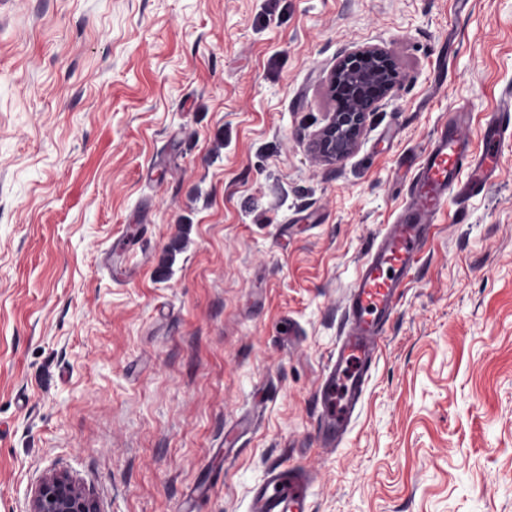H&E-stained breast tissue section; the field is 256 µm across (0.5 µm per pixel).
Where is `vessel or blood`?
<instances>
[{
    "instance_id": "obj_1",
    "label": "vessel or blood",
    "mask_w": 512,
    "mask_h": 512,
    "mask_svg": "<svg viewBox=\"0 0 512 512\" xmlns=\"http://www.w3.org/2000/svg\"><path fill=\"white\" fill-rule=\"evenodd\" d=\"M467 108L449 112L419 155L409 157L400 210L373 242L349 287L341 336L319 378L316 404L320 448L335 450L361 407L401 294L418 269L442 207L489 192L502 147L512 139V93L502 98L474 150L463 130ZM310 475L291 467L271 469L254 492L249 512H308Z\"/></svg>"
}]
</instances>
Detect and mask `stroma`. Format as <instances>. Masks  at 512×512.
Instances as JSON below:
<instances>
[{
	"instance_id": "stroma-1",
	"label": "stroma",
	"mask_w": 512,
	"mask_h": 512,
	"mask_svg": "<svg viewBox=\"0 0 512 512\" xmlns=\"http://www.w3.org/2000/svg\"><path fill=\"white\" fill-rule=\"evenodd\" d=\"M403 75L357 150L308 148L338 54ZM512 92V0H0V512H512V143L449 202L363 406L316 441L343 297L460 105ZM139 228L136 250L101 256ZM310 484L306 471L275 467L254 492L249 512H308ZM52 497V500H49ZM29 512H99L96 503L68 476L52 474L36 487Z\"/></svg>"
}]
</instances>
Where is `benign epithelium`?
<instances>
[{
    "label": "benign epithelium",
    "instance_id": "7a95c632",
    "mask_svg": "<svg viewBox=\"0 0 512 512\" xmlns=\"http://www.w3.org/2000/svg\"><path fill=\"white\" fill-rule=\"evenodd\" d=\"M400 81L396 57L387 46L364 45L339 54L326 79V93L339 106L313 133L312 152L332 164L351 155L361 141L367 116L393 97ZM29 512H98V508L68 476L52 474L36 487Z\"/></svg>",
    "mask_w": 512,
    "mask_h": 512
}]
</instances>
